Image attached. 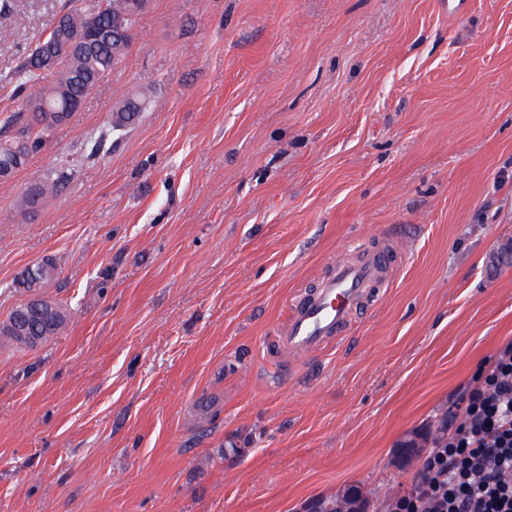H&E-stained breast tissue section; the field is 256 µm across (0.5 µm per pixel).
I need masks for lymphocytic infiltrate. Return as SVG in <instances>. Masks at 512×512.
<instances>
[{"label": "lymphocytic infiltrate", "instance_id": "1", "mask_svg": "<svg viewBox=\"0 0 512 512\" xmlns=\"http://www.w3.org/2000/svg\"><path fill=\"white\" fill-rule=\"evenodd\" d=\"M445 428L389 512H512V343Z\"/></svg>", "mask_w": 512, "mask_h": 512}]
</instances>
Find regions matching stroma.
Instances as JSON below:
<instances>
[{"instance_id": "1", "label": "stroma", "mask_w": 512, "mask_h": 512, "mask_svg": "<svg viewBox=\"0 0 512 512\" xmlns=\"http://www.w3.org/2000/svg\"><path fill=\"white\" fill-rule=\"evenodd\" d=\"M148 0L131 50L0 180L16 281L65 332L0 343V512H388L512 342V0ZM5 86L63 0H10ZM132 126L90 158L125 100ZM66 168L35 209V177ZM406 258L344 339L276 353L291 297L388 234ZM57 275V269L53 262L49 260H43L42 263L35 265L34 267L27 268L18 279V290L22 294L32 293L35 288H41V286L55 278Z\"/></svg>"}]
</instances>
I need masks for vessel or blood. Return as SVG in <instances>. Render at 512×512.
<instances>
[{"label":"vessel or blood","instance_id":"b4317fda","mask_svg":"<svg viewBox=\"0 0 512 512\" xmlns=\"http://www.w3.org/2000/svg\"><path fill=\"white\" fill-rule=\"evenodd\" d=\"M401 236L386 237L352 261L337 263L313 289L296 295L287 325L275 343L292 356L310 357L345 334L354 311L378 292L403 260Z\"/></svg>","mask_w":512,"mask_h":512}]
</instances>
